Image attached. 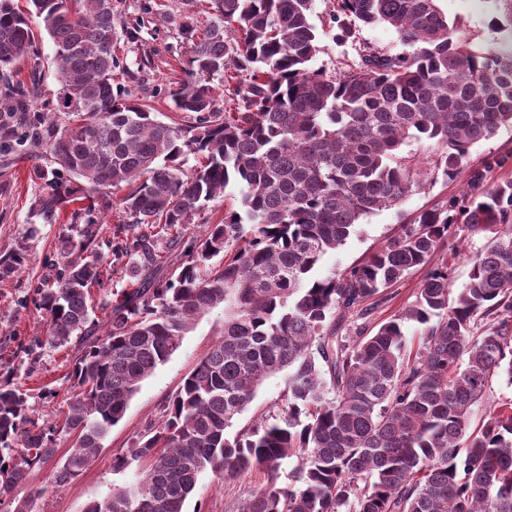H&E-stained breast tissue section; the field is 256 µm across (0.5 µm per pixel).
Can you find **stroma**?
Listing matches in <instances>:
<instances>
[{
  "label": "stroma",
  "instance_id": "35a3bbf8",
  "mask_svg": "<svg viewBox=\"0 0 512 512\" xmlns=\"http://www.w3.org/2000/svg\"><path fill=\"white\" fill-rule=\"evenodd\" d=\"M454 34L476 50L512 47V25L508 24L503 0H438ZM209 0H112L115 24L112 42L119 62L113 83L118 92L129 93L152 108L159 120L172 117L174 110L168 95L172 82L182 76L186 62L185 22L207 19ZM336 0H314L310 22L315 28L319 50L311 61L314 69L329 73L347 70L359 60L360 48L395 55L407 52L397 33L387 25L364 26L354 38L341 40L333 15ZM36 58L25 59L11 68L16 81H36L40 97L30 99V109L49 111L56 96L54 46L47 34L38 36ZM512 154V132L503 131L475 145L467 167L455 179L430 176L423 188L407 196L398 206L380 211L356 225L345 244L327 254L321 262L322 273L342 272L360 264L398 226L407 223L416 212L445 205L460 195L466 186L470 168L483 165L498 156ZM41 151L19 142L0 144V259L23 253L26 264L21 272L0 279V367H12L18 360V346L36 336H45L46 317L32 303V292L44 278L55 275L65 264L61 247L66 239H78L79 227L72 224L69 209L51 220L39 217L37 208L48 189L36 170L46 168ZM485 244L482 236L458 232L449 237L446 250L434 256L437 264H447L452 289L462 288L468 280L470 259ZM426 269L412 271L401 283L386 289L383 303L368 319L375 325L408 306L415 290L426 276ZM223 319L215 309L184 336L181 347L140 385L122 421L112 427L101 448L81 475L62 490L49 487L50 467L35 472L32 485L21 488L20 498H28L33 487L43 488L37 498L36 512H85L89 503L107 496L113 486L132 481L140 464L116 472L113 461L127 451L145 426L160 417L162 404L174 394L184 377L197 365L217 338ZM83 342L71 339L65 347L43 346L36 368L23 379L29 390L27 403L40 420L62 424L65 400L70 393L67 378L80 354ZM288 391V374L280 372L266 379L248 408L233 422V430L250 425L262 416L276 413ZM265 481V473L250 470L237 478L221 480L204 472L197 483L192 504L199 512H235Z\"/></svg>",
  "mask_w": 512,
  "mask_h": 512
}]
</instances>
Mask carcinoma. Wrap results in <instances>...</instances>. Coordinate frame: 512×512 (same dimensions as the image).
Wrapping results in <instances>:
<instances>
[{
	"mask_svg": "<svg viewBox=\"0 0 512 512\" xmlns=\"http://www.w3.org/2000/svg\"><path fill=\"white\" fill-rule=\"evenodd\" d=\"M437 2L337 0L342 37L356 20L384 23L413 51L365 47L357 65L329 74L309 66L319 50L313 0H211L215 21L185 24L187 67L170 90L174 109L191 118L180 126L113 93L111 0H0V71L33 48L36 19L60 85L56 111L40 115L27 108L37 85L10 87L17 105L0 137L22 129L54 171L84 181L69 195L47 183L46 218L88 199L85 223L94 224L93 195L126 186L120 232L141 281L100 304L105 332L85 340L69 374L62 426L33 415L17 369L0 372V506L33 512L41 490L22 505L18 490L56 456L62 432L73 440L49 485L79 477L141 382L222 306L219 338L162 420L113 463L146 469L86 512H186L204 471L227 479L255 467L266 482L237 512H512V400L469 430L492 381L512 386V181L489 177L509 157L472 169L461 196L416 213L364 262L319 273L365 217L423 186L427 172L402 154L408 141L434 142L433 169L452 179L473 146L512 130V50L472 49ZM226 76L233 112L215 96ZM231 183L241 210L202 225L186 259L153 281L160 240L180 242ZM460 225L486 244L455 296L444 263L394 318L344 323L350 312L367 318L370 300L429 264ZM113 267L103 256L69 261L36 289L48 327L22 350L29 368L43 343L88 334L90 288L105 287ZM405 321L421 325L413 354ZM284 370L288 395L275 417L228 436L264 380ZM293 457L283 484L282 463Z\"/></svg>",
	"mask_w": 512,
	"mask_h": 512,
	"instance_id": "cac0c4a2",
	"label": "carcinoma"
}]
</instances>
